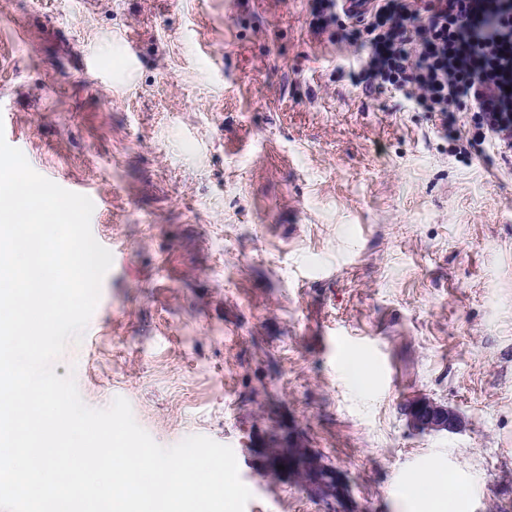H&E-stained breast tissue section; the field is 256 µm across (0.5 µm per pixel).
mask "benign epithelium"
<instances>
[{
  "instance_id": "7a95c632",
  "label": "benign epithelium",
  "mask_w": 512,
  "mask_h": 512,
  "mask_svg": "<svg viewBox=\"0 0 512 512\" xmlns=\"http://www.w3.org/2000/svg\"><path fill=\"white\" fill-rule=\"evenodd\" d=\"M407 425L420 433L453 432L462 428L460 415L450 407L418 396L404 404ZM268 469L277 478L303 479L311 493L327 504V512H361L345 504L346 487L341 474L299 441L288 439L275 453H267Z\"/></svg>"
}]
</instances>
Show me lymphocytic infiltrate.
<instances>
[{"label":"lymphocytic infiltrate","instance_id":"obj_1","mask_svg":"<svg viewBox=\"0 0 512 512\" xmlns=\"http://www.w3.org/2000/svg\"><path fill=\"white\" fill-rule=\"evenodd\" d=\"M351 35L364 93L392 86L453 127L457 153L512 162V0H369Z\"/></svg>","mask_w":512,"mask_h":512}]
</instances>
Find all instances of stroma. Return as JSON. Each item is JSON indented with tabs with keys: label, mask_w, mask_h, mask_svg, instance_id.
I'll return each instance as SVG.
<instances>
[{
	"label": "stroma",
	"mask_w": 512,
	"mask_h": 512,
	"mask_svg": "<svg viewBox=\"0 0 512 512\" xmlns=\"http://www.w3.org/2000/svg\"><path fill=\"white\" fill-rule=\"evenodd\" d=\"M310 0H0V131L99 206L113 257L57 376L151 438L230 446L245 512H325L265 450L297 436L364 512H512V173L364 95ZM366 379H358L355 365ZM455 409L408 429L402 405ZM402 411L407 425L420 433L453 432L460 430L463 425L456 411L427 397L418 396L408 400ZM449 481L444 477L424 478L420 474L411 476L409 490L415 497L423 499L435 508L443 507L449 492Z\"/></svg>",
	"instance_id": "stroma-1"
}]
</instances>
